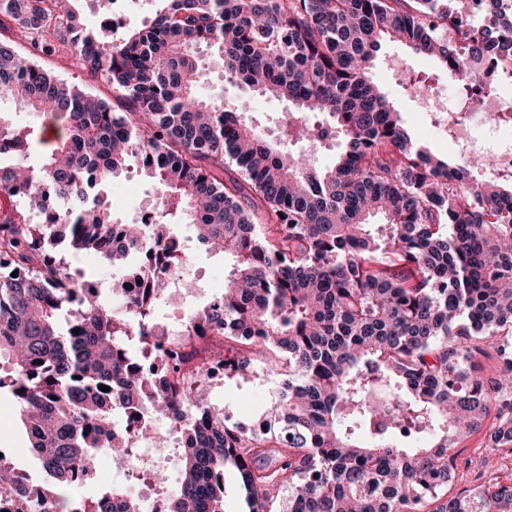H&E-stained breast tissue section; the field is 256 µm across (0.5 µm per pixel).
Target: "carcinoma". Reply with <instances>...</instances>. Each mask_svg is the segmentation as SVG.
<instances>
[{"instance_id": "1", "label": "carcinoma", "mask_w": 512, "mask_h": 512, "mask_svg": "<svg viewBox=\"0 0 512 512\" xmlns=\"http://www.w3.org/2000/svg\"><path fill=\"white\" fill-rule=\"evenodd\" d=\"M65 2L0 0V34L71 52L122 111L0 39V97L60 132L33 166L35 131L0 113V390L46 476L35 485L0 457V512H146L119 486L71 493L92 450L166 447L158 419L187 434L168 512H224L229 464L248 512H512V483L448 493L459 440L490 411L494 442H512V176H482L490 155L434 154L371 75L381 42H400L465 88L472 62H512V0H159L117 42ZM212 64L291 104L293 135L270 141L245 102L204 97ZM330 132V167L290 150ZM133 168L159 204L118 239L104 190ZM186 221L236 264L174 341L155 309L179 272L166 240ZM57 224L72 227L63 240ZM62 243L115 270L113 296L142 285L134 311L102 304ZM136 347L165 348L170 393L152 394ZM211 362L227 379L259 364L280 376L260 428L207 401ZM130 411L134 430L112 427Z\"/></svg>"}]
</instances>
